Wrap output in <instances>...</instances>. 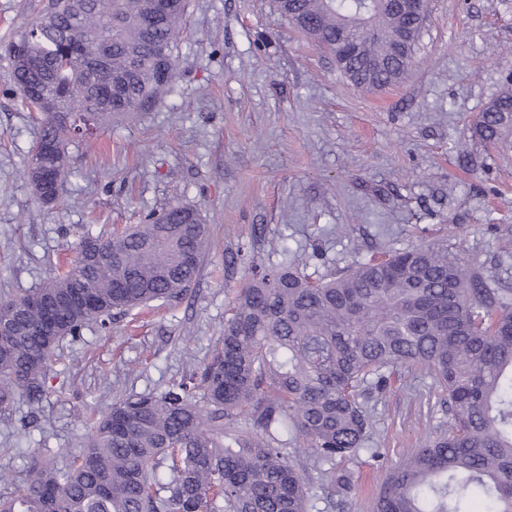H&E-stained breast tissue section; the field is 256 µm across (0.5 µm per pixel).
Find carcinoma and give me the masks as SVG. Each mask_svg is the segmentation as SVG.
Listing matches in <instances>:
<instances>
[{"mask_svg":"<svg viewBox=\"0 0 512 512\" xmlns=\"http://www.w3.org/2000/svg\"><path fill=\"white\" fill-rule=\"evenodd\" d=\"M311 40L332 51L361 41L363 59L338 63L378 92L403 80L424 27L382 0H274ZM187 0H48L4 48L5 79L51 147L60 180L36 198L55 203L68 175L67 146L161 105L177 75ZM407 35L402 54L390 49ZM111 42L106 71L82 51ZM40 61L29 72L25 58ZM479 141L512 148V83L473 119ZM91 236L67 270L0 303L20 319L0 336V415L23 395L49 396L46 370L60 342L112 311L179 301L195 283L209 227L172 206L108 238L85 265ZM91 311L62 310L54 338L34 294L66 296L79 280ZM420 368L445 394L448 426L387 469L373 512H512V289L472 272L440 244L394 248L313 280L288 261L251 265L209 360L165 390L131 393L93 418L69 463L29 455L20 478L0 471V512H324L318 489L341 504L353 475L336 468L362 453L378 461L369 395ZM328 501V504L335 503Z\"/></svg>","mask_w":512,"mask_h":512,"instance_id":"obj_1","label":"carcinoma"}]
</instances>
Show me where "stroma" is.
Masks as SVG:
<instances>
[{"instance_id":"1","label":"stroma","mask_w":512,"mask_h":512,"mask_svg":"<svg viewBox=\"0 0 512 512\" xmlns=\"http://www.w3.org/2000/svg\"><path fill=\"white\" fill-rule=\"evenodd\" d=\"M186 37L164 102L70 147L59 203L24 174L40 123L4 81L0 54V301L27 293L75 255L149 211L192 206L211 226L183 301L117 313L63 340L40 411L17 399L0 416V469L28 454L68 462L96 404L160 392L210 357L252 264L299 262L319 278L390 248L444 243L512 288V151L469 126L512 73V0H432L416 66L399 84L356 87L334 56L273 0H189ZM425 371L402 370L374 406L380 462L398 464L446 419ZM355 477L339 512H370L376 469Z\"/></svg>"}]
</instances>
